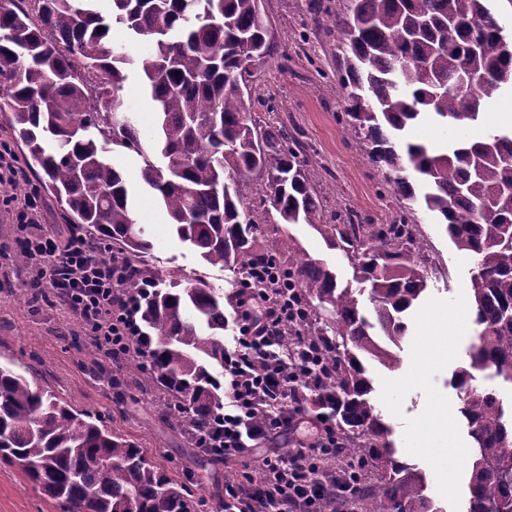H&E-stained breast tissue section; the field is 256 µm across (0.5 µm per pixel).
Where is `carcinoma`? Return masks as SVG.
I'll list each match as a JSON object with an SVG mask.
<instances>
[{
  "mask_svg": "<svg viewBox=\"0 0 512 512\" xmlns=\"http://www.w3.org/2000/svg\"><path fill=\"white\" fill-rule=\"evenodd\" d=\"M16 0L0 3V106L39 167L67 224L93 226L127 270L115 298L137 309L140 335L114 361L115 405L134 389L158 395L160 419L184 430L192 449L222 411L224 297L197 280L168 287L145 264L152 244L135 223L131 187L111 161L142 159L143 186L157 192L178 239L202 260L251 282L247 268L278 264L281 278L252 282L283 297L295 292L303 316L288 322V361L322 359L324 387L336 395V448L342 477L359 484L363 512H446L428 494L427 477L401 459L393 429L371 404L363 360L401 367L404 317L429 290L420 205L445 225L455 248L476 258L470 305L476 334L468 366L453 385L473 440L464 512H512V414L496 389L466 387L472 371L512 384V130L471 135L484 110L512 87V44L492 23L486 0H350L336 16L342 35L339 84L344 125L404 205L385 226L357 212L329 216L308 178V160L288 127L252 122L254 69L277 47L261 0ZM118 28L126 40L109 33ZM151 48L132 53L141 38ZM142 78L152 131L135 120L115 128L128 71ZM466 78L471 92L455 84ZM457 132L443 154L404 141L421 115ZM280 224H308L352 262L369 284H342L336 269L302 253L284 235L269 242L252 208L253 181ZM0 462L18 467L60 512H206L209 498L147 459L135 441L98 413L77 411L49 388L0 365Z\"/></svg>",
  "mask_w": 512,
  "mask_h": 512,
  "instance_id": "carcinoma-1",
  "label": "carcinoma"
}]
</instances>
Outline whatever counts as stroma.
I'll use <instances>...</instances> for the list:
<instances>
[{"instance_id": "35a3bbf8", "label": "stroma", "mask_w": 512, "mask_h": 512, "mask_svg": "<svg viewBox=\"0 0 512 512\" xmlns=\"http://www.w3.org/2000/svg\"><path fill=\"white\" fill-rule=\"evenodd\" d=\"M347 4L348 0H263L274 42L287 51L288 61L283 64L275 58L258 68L253 82L258 100L251 103L250 112L257 125L279 121L297 129L310 155L309 178L327 212L356 210L374 223L385 224L399 211L401 201L384 190L381 173L356 151L340 122L344 106L336 87L340 49L332 16ZM0 143L10 147L18 171L13 182L0 185V363H13L17 371L47 385L74 409L110 415L113 428L145 448L149 459L170 475L181 474L190 466L189 445L182 435L161 423L143 395L115 406L106 376L89 371L83 351L69 345L70 336L84 332L80 322L58 305L29 302L34 271L30 264L16 260L27 236L21 217L24 195L39 186V222L59 230L64 222L56 199L42 189L40 175L26 166L25 149L14 138L5 112H0ZM415 219L428 247L446 262L448 275L432 281L426 298L411 311L401 367L395 371L373 367V403L392 426L404 459L426 472L430 491L445 512H457L461 497L448 495L445 476L462 478V463L451 461L450 455L453 448L468 447L469 437L450 379L468 364L472 329L467 326L453 333L449 327L471 312L475 259L455 249L435 216L420 210ZM145 230L153 245L149 264L159 278L174 274L185 283L200 279L218 294L233 296L231 272L205 265L178 241L169 224H149ZM288 231L309 256L335 267L342 283H354L350 261L327 246L314 229L292 224ZM443 430L451 437V446L433 454L422 451V444ZM0 512L57 509L18 467L0 463Z\"/></svg>"}]
</instances>
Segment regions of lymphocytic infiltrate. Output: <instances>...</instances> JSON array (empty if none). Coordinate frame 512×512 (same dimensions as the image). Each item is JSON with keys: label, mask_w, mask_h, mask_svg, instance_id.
Segmentation results:
<instances>
[{"label": "lymphocytic infiltrate", "mask_w": 512, "mask_h": 512, "mask_svg": "<svg viewBox=\"0 0 512 512\" xmlns=\"http://www.w3.org/2000/svg\"><path fill=\"white\" fill-rule=\"evenodd\" d=\"M23 201L28 250L37 268L33 287L57 297L96 337L101 351L115 354L113 337L133 335L134 328L130 306L114 296L124 273L113 265L110 247L95 246L77 226L48 231L36 221L37 192L25 194ZM292 307V301L272 302L261 290L241 288L236 294L239 334L234 349L224 352V410L216 436L203 445L228 460L256 459L265 479L254 482L246 472L225 484L224 512H321L323 503L341 492L340 486L317 477L322 456L336 446L330 415L336 399L314 380V361L288 364L282 359L281 329ZM311 401L328 410V417L309 415ZM265 409L270 417L260 418ZM283 436L292 447L287 454L274 449Z\"/></svg>", "instance_id": "1"}]
</instances>
